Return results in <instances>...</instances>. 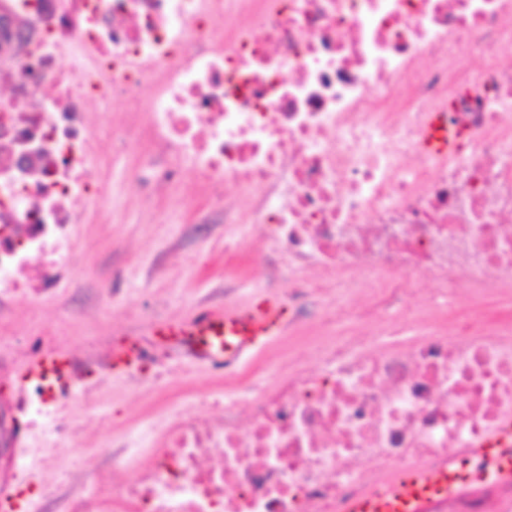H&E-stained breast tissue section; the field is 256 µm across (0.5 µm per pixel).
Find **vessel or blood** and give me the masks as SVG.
Listing matches in <instances>:
<instances>
[{
  "label": "vessel or blood",
  "instance_id": "b4317fda",
  "mask_svg": "<svg viewBox=\"0 0 512 512\" xmlns=\"http://www.w3.org/2000/svg\"><path fill=\"white\" fill-rule=\"evenodd\" d=\"M423 147L431 153H456L459 139L443 123L426 132ZM287 316L273 297H262L243 307L221 311L205 310L186 321L159 323L153 330L162 342L177 338L191 347L193 358L201 363L236 369L247 358L266 347L281 334ZM141 348L114 349L112 373L123 375L139 369ZM72 361L69 352L59 348L35 354L23 368L21 380L50 379L66 385ZM512 480V425H504L498 436L462 456L426 470H408L395 481L376 488L350 503L348 512H417L420 501L434 496L455 494L460 484L471 481L498 483Z\"/></svg>",
  "mask_w": 512,
  "mask_h": 512
}]
</instances>
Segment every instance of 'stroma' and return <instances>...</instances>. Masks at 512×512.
I'll use <instances>...</instances> for the list:
<instances>
[{
    "mask_svg": "<svg viewBox=\"0 0 512 512\" xmlns=\"http://www.w3.org/2000/svg\"><path fill=\"white\" fill-rule=\"evenodd\" d=\"M140 167L139 154L117 143L90 170V178L108 185L112 214L105 224L88 210L84 223L75 227L69 259L82 277V290L62 289L46 307L15 304L0 345H11L14 336H31L75 355L102 343L115 347L150 338L159 321L224 309L228 284L236 288L239 306L263 295L250 253H225L224 222L212 214L207 195L196 190L194 181L186 175L172 179L147 205L131 184ZM102 279L112 286L105 299L96 290ZM161 351L169 394L223 393V370L189 363L171 343ZM157 397L156 387L142 378H92L85 402L64 412L69 429L55 439L59 447L81 449L64 459L71 479L45 474L48 488L78 490L86 473L106 472L113 437L131 440L132 454L142 455L157 423L152 410Z\"/></svg>",
    "mask_w": 512,
    "mask_h": 512,
    "instance_id": "stroma-1",
    "label": "stroma"
}]
</instances>
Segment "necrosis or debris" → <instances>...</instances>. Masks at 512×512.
Returning <instances> with one entry per match:
<instances>
[{"mask_svg": "<svg viewBox=\"0 0 512 512\" xmlns=\"http://www.w3.org/2000/svg\"><path fill=\"white\" fill-rule=\"evenodd\" d=\"M3 85L1 313L77 284L73 227L110 198L87 176L107 145L92 115L117 102L147 119L115 137L193 173L226 252L260 240L289 313L271 375L159 402L143 461L117 445L48 509L58 449L26 470L30 439L64 432L110 358L0 398V486L32 512H345L512 423V0H0ZM434 116L460 152L422 150ZM510 503L512 483H467L419 512Z\"/></svg>", "mask_w": 512, "mask_h": 512, "instance_id": "necrosis-or-debris-1", "label": "necrosis or debris"}]
</instances>
